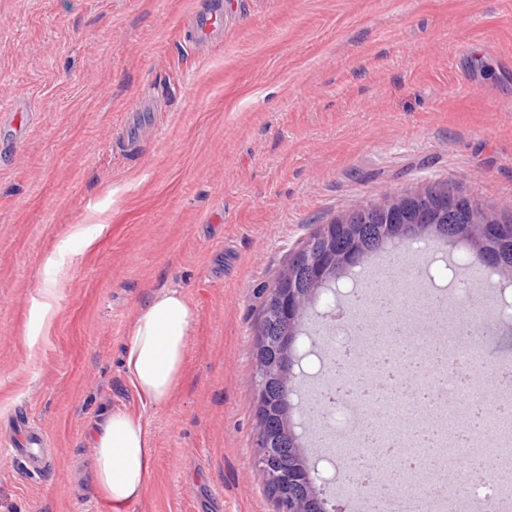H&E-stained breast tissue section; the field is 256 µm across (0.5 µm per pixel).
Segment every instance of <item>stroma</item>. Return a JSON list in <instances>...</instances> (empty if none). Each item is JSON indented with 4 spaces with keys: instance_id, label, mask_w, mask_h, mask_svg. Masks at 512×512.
<instances>
[{
    "instance_id": "1",
    "label": "stroma",
    "mask_w": 512,
    "mask_h": 512,
    "mask_svg": "<svg viewBox=\"0 0 512 512\" xmlns=\"http://www.w3.org/2000/svg\"><path fill=\"white\" fill-rule=\"evenodd\" d=\"M0 0V436L27 417L38 476L0 448V512H112L89 426L142 415L154 459L126 512H273L254 459L260 286L320 225L450 182L512 213V0ZM437 287L465 249L418 256ZM196 322L164 407L123 367L136 313ZM50 312H43L45 301ZM294 402L327 380L301 338ZM224 16L222 2L216 4L210 10L195 15L193 34L200 40H208L216 35L221 26Z\"/></svg>"
}]
</instances>
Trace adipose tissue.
Wrapping results in <instances>:
<instances>
[{
	"label": "adipose tissue",
	"mask_w": 512,
	"mask_h": 512,
	"mask_svg": "<svg viewBox=\"0 0 512 512\" xmlns=\"http://www.w3.org/2000/svg\"><path fill=\"white\" fill-rule=\"evenodd\" d=\"M195 309L178 290L153 293L136 315L126 345L124 371L148 405L167 404L185 372ZM92 482L98 497L114 512L136 503L148 483L152 434L141 416L124 407L105 410L91 429Z\"/></svg>",
	"instance_id": "ef3b65f1"
}]
</instances>
